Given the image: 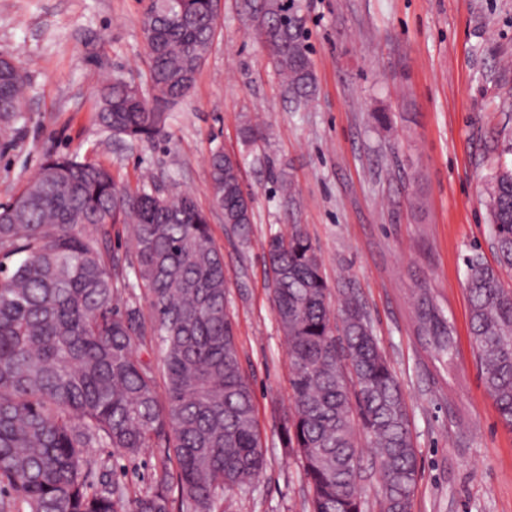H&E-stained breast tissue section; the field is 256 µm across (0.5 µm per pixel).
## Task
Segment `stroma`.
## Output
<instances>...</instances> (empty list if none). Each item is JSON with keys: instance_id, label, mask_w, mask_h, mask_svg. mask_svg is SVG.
Instances as JSON below:
<instances>
[{"instance_id": "1", "label": "stroma", "mask_w": 512, "mask_h": 512, "mask_svg": "<svg viewBox=\"0 0 512 512\" xmlns=\"http://www.w3.org/2000/svg\"><path fill=\"white\" fill-rule=\"evenodd\" d=\"M259 0H223L191 95L164 133L119 140L94 122L98 91L122 77L149 90L146 0H0V55L26 68L25 118L0 130V203L50 152L76 153L135 186L145 176L196 197L224 254L228 306L253 384L266 468L217 512H306L309 490L283 448L287 346L261 248L301 225L332 290L354 289L405 393L421 466L412 512H512V432L487 396L470 339L466 258L494 263L485 184L512 166V0H298L316 91L286 96L256 34ZM384 112L388 125L374 113ZM258 130L245 138L244 124ZM234 156L252 194L249 245L214 210L209 158ZM295 185L282 196L280 177ZM438 296L458 357L443 368L411 327L419 285ZM130 494L154 488L157 449L113 459Z\"/></svg>"}]
</instances>
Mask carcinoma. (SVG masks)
<instances>
[{"instance_id": "carcinoma-1", "label": "carcinoma", "mask_w": 512, "mask_h": 512, "mask_svg": "<svg viewBox=\"0 0 512 512\" xmlns=\"http://www.w3.org/2000/svg\"><path fill=\"white\" fill-rule=\"evenodd\" d=\"M297 0H263L256 24L275 46L287 92L308 101L315 79L294 24ZM212 0H148L142 28L154 94L130 84L100 91L96 114L114 138L161 134L166 109L186 98L206 60ZM26 74L0 56V123L22 118ZM489 178L487 207L498 267L467 260L471 342L502 426L512 429V178ZM209 192L224 223L249 241L253 210L239 165L209 160ZM128 225L131 250L112 249L109 225ZM267 288L288 347L292 407L279 417L284 447L303 464L309 512H365L360 438L385 483L380 512H412L420 474L408 407L359 296L337 306L318 250L299 224L265 243ZM224 254L206 213L187 194L131 188L103 165L49 153L0 205V512H171L169 484L193 512L252 489L266 465L254 392L227 308ZM414 331L424 350L453 364L457 341L445 308L418 288ZM157 351L144 360L137 347ZM164 393H159L158 388ZM162 453L156 489L129 498L93 449Z\"/></svg>"}]
</instances>
